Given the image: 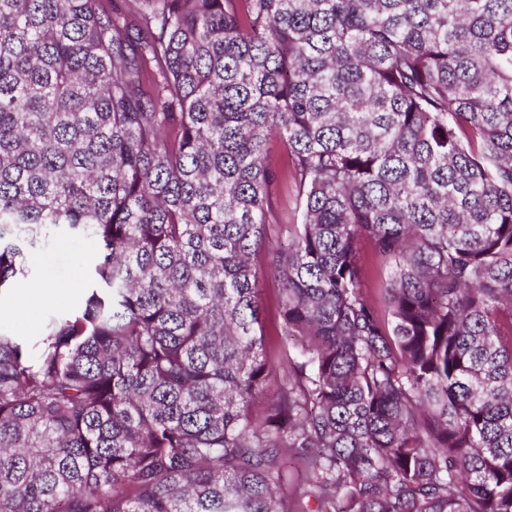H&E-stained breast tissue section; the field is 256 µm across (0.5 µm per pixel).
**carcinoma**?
Returning <instances> with one entry per match:
<instances>
[{
  "label": "carcinoma",
  "instance_id": "cac0c4a2",
  "mask_svg": "<svg viewBox=\"0 0 512 512\" xmlns=\"http://www.w3.org/2000/svg\"><path fill=\"white\" fill-rule=\"evenodd\" d=\"M52 237L0 512H512V0H0V292ZM97 257L96 243L84 238H60L28 253L26 265L34 273L35 280H52L31 286L32 291L48 297L57 284L65 288L50 302H42L28 290L30 281L19 282L15 288L2 293L0 327L30 340L40 331L47 314H65L75 309L85 289L89 288L85 274L94 266Z\"/></svg>",
  "mask_w": 512,
  "mask_h": 512
}]
</instances>
